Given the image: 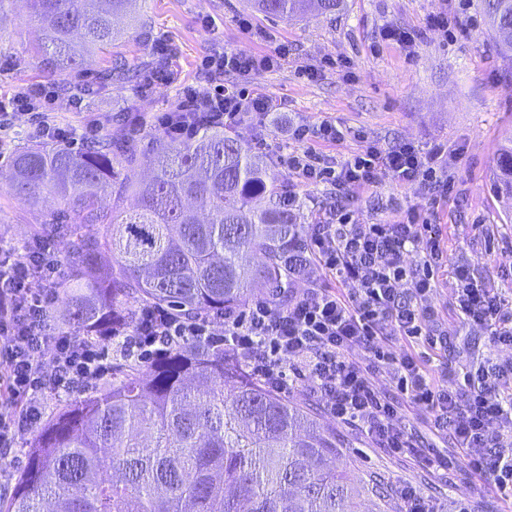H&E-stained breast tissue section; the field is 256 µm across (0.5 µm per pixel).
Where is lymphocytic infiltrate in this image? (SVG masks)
I'll return each mask as SVG.
<instances>
[{"instance_id": "f902f5d3", "label": "lymphocytic infiltrate", "mask_w": 512, "mask_h": 512, "mask_svg": "<svg viewBox=\"0 0 512 512\" xmlns=\"http://www.w3.org/2000/svg\"><path fill=\"white\" fill-rule=\"evenodd\" d=\"M287 57L284 44L259 54L229 49L205 54L199 68L213 78L227 73L244 77L273 69ZM150 83L178 84L177 101L166 112L127 117L128 139L139 138L149 126L185 141L204 124L245 125L258 131L264 148L268 119L283 108L269 95L237 83L210 91L179 83L167 66L157 69ZM57 100L50 86L34 84L13 97L12 109L30 116L38 138L93 139L96 124L79 132L50 121ZM287 134L295 147L278 153L279 164L305 185L328 188L329 201L306 237L309 261L301 278L307 286L301 292L289 289L280 307L260 296L217 320L145 307L119 343L110 336L86 342L65 332L52 335L47 328L56 301L54 240H36L35 251L24 259L12 257L11 247L0 240V450L9 451L17 432L41 419L47 390L69 393L102 380L112 366L110 346L142 359L202 338L223 346L277 392L307 380L310 393L325 400L332 417L359 427L388 453L422 458L437 471L465 463L472 474L512 496V363L472 360L462 364L458 379L448 371L434 374L411 351L396 353L388 344L392 335L408 340L426 332L440 346L450 344L447 331L436 326L433 302L437 274L448 267L452 304L464 325L484 330L494 345L512 346V310L506 309L502 290L478 278L471 264H449L439 227L428 216L429 209L450 201L453 181L407 143L385 148L369 142L340 160L326 154V147L341 144L348 135L332 120L316 125L294 121ZM386 172L427 191L428 209L409 207L391 224L353 222L348 201L377 187ZM49 346L54 363L48 370L39 355ZM386 368L393 369L396 386L410 403L432 415L436 430L452 433L461 457L413 445L402 428V406L375 381Z\"/></svg>"}]
</instances>
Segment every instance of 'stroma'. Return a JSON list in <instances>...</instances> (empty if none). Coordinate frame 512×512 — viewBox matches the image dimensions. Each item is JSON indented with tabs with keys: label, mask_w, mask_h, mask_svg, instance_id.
Returning <instances> with one entry per match:
<instances>
[{
	"label": "stroma",
	"mask_w": 512,
	"mask_h": 512,
	"mask_svg": "<svg viewBox=\"0 0 512 512\" xmlns=\"http://www.w3.org/2000/svg\"><path fill=\"white\" fill-rule=\"evenodd\" d=\"M246 5V0H151L145 29L120 44L122 57L130 68L141 69L152 57L154 42L167 41L176 50L173 65L181 81L206 88L210 81L197 70L205 52H259L287 44L285 63L243 80L285 103L274 129L283 130L292 117L308 124L337 120L349 131L331 150L338 157L359 151L366 139L385 147L411 143L425 155L438 152L436 165L455 186L453 200L433 218L441 226L450 260L473 262L478 277L512 290V276L498 268L500 253L512 249V203L496 193L493 182L499 148L504 137L512 136V60L498 50L482 0H344L334 14L288 22L250 14L253 27L245 31L235 18L248 14ZM443 11L459 25L448 38L425 26L429 15ZM390 28L407 31L411 44L385 41L383 34ZM38 36L25 0H17L12 23L0 35V101L28 84H79L87 89L81 106L60 95L57 123L80 128L96 121L105 134L126 113L164 112L176 101L173 85L144 93L136 81L122 87L98 84V56L82 71L64 78L52 75L36 55ZM326 57L342 58L343 64L307 78V68ZM427 203L418 185L400 184L388 173L349 208L359 223L377 224ZM61 207L50 195L30 207L12 194L8 174L0 169V239L18 243L35 238L40 229L50 228ZM451 288L449 274L440 273L435 306L449 334L459 335L472 357L492 350L501 362H512V348H493L487 333L462 325ZM376 382L403 405L405 430L417 446L457 455L452 438L435 430L427 412L410 405L390 372L378 374ZM287 398L317 407L322 423L343 441L336 463L353 464L362 477L363 512H402L398 490L403 486L415 489L432 512H454L462 495L472 512H512V499L502 498L465 465L438 472L414 456H394L375 447L363 432L327 415L324 400L310 395L305 381H297ZM34 436L31 430L17 435L11 451L0 455V498L11 496Z\"/></svg>",
	"instance_id": "stroma-1"
}]
</instances>
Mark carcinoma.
<instances>
[{
  "instance_id": "carcinoma-1",
  "label": "carcinoma",
  "mask_w": 512,
  "mask_h": 512,
  "mask_svg": "<svg viewBox=\"0 0 512 512\" xmlns=\"http://www.w3.org/2000/svg\"><path fill=\"white\" fill-rule=\"evenodd\" d=\"M44 24L41 61L65 76L122 41L112 19L133 0H28ZM341 0H253L280 19L333 13ZM500 50L512 54V0H483ZM123 85L120 58L99 70ZM118 129L98 147L23 144L4 158L11 188L36 205L63 202L53 288L70 335L129 325L141 305L190 316L240 309L256 293L288 296V267L303 264L300 208L284 202L270 161L222 127L189 141L161 138L135 182L134 142ZM497 190L512 195V138L501 146ZM136 210H120L127 192ZM115 206L105 210L101 195ZM112 272L102 276V253ZM343 444L313 408L252 377L224 349L189 342L157 361L125 366L94 394L67 401L28 452L0 512H356L362 478L336 468Z\"/></svg>"
}]
</instances>
